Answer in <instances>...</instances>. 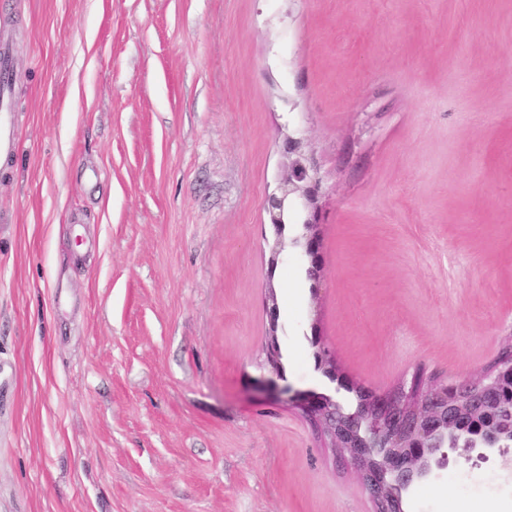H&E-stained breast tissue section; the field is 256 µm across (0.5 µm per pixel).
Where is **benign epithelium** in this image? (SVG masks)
<instances>
[{
  "label": "benign epithelium",
  "mask_w": 512,
  "mask_h": 512,
  "mask_svg": "<svg viewBox=\"0 0 512 512\" xmlns=\"http://www.w3.org/2000/svg\"><path fill=\"white\" fill-rule=\"evenodd\" d=\"M323 177L308 141L286 131L282 135L280 176L263 208L273 226L270 263L282 260L288 245L283 241L286 212L301 221L306 235L293 241L307 260L308 276H320L322 259L318 226L322 216ZM267 312L272 339L267 362L280 346L279 307L268 296ZM310 341L317 347L315 369L338 389L356 392L355 403L346 404L334 394L315 390L280 392L299 411L328 447L348 455L374 505V512H404L403 499L423 481L435 480L448 469V441H462L465 449L487 459V452L502 448L512 434V350L477 379L455 383L431 382L424 388L378 394L354 389L336 379L334 355L322 345L317 332Z\"/></svg>",
  "instance_id": "1"
}]
</instances>
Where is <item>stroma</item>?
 Here are the masks:
<instances>
[{"instance_id":"35a3bbf8","label":"stroma","mask_w":512,"mask_h":512,"mask_svg":"<svg viewBox=\"0 0 512 512\" xmlns=\"http://www.w3.org/2000/svg\"><path fill=\"white\" fill-rule=\"evenodd\" d=\"M0 512H373L256 390L477 378L512 343V0H0ZM314 150L323 272L270 270L281 131ZM97 179H88L89 171ZM512 447L405 512H483ZM2 72V78H1ZM19 118L11 107L10 60L6 41L0 39V153L19 150ZM266 309L269 316V329H270V335L272 336V339L268 342L267 348H266V358L267 362L272 370V372L276 375L277 378L280 380H285V375L282 373V370L276 368L273 366L272 359H273V353H275L276 348L280 347V343L278 341V331H279V307L277 305V302L275 298L272 296V293L269 292V296L266 303ZM320 335L313 331L310 341L317 351L314 353L315 369L321 371L330 380L336 381V365L334 355L322 345Z\"/></svg>"}]
</instances>
